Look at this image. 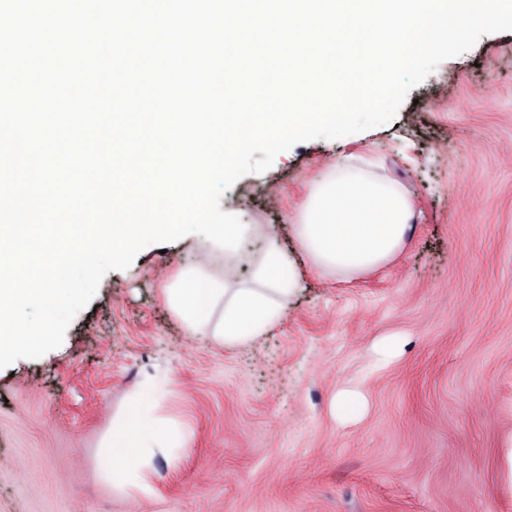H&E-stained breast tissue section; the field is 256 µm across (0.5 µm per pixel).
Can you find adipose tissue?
Instances as JSON below:
<instances>
[{"label": "adipose tissue", "instance_id": "adipose-tissue-1", "mask_svg": "<svg viewBox=\"0 0 512 512\" xmlns=\"http://www.w3.org/2000/svg\"><path fill=\"white\" fill-rule=\"evenodd\" d=\"M414 222L407 193L364 173H340L319 182L295 234L301 249L320 272L357 275L384 265L404 245ZM263 240L264 253L249 287L231 288L203 273L213 260L214 245L201 242L199 269L187 273L167 299L190 333L209 331L225 345L255 343L280 315L300 286L296 262L262 224L251 225L245 245ZM146 396L136 395L129 409L112 422L100 455V476L130 497L152 491V459L174 439L163 421L144 424Z\"/></svg>", "mask_w": 512, "mask_h": 512}]
</instances>
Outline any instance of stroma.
Returning a JSON list of instances; mask_svg holds the SVG:
<instances>
[{"instance_id": "1", "label": "stroma", "mask_w": 512, "mask_h": 512, "mask_svg": "<svg viewBox=\"0 0 512 512\" xmlns=\"http://www.w3.org/2000/svg\"><path fill=\"white\" fill-rule=\"evenodd\" d=\"M340 157L416 213L403 249L353 277L314 271L292 231ZM221 207L272 226L298 294L227 347L165 300L197 235L108 272L61 347L0 370V512H512V32L440 63L391 123L278 154ZM346 390L362 402L341 416ZM148 391L181 446L133 501L98 450Z\"/></svg>"}]
</instances>
